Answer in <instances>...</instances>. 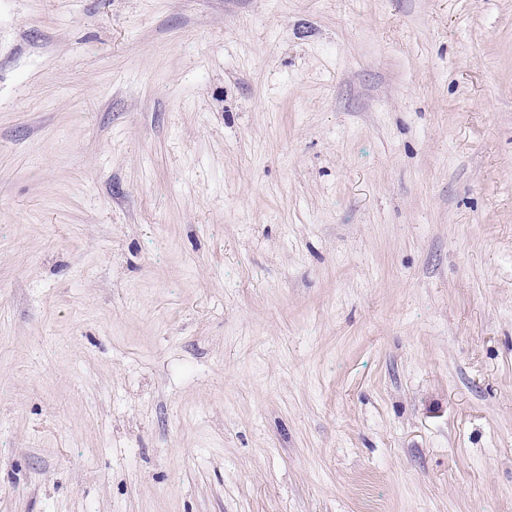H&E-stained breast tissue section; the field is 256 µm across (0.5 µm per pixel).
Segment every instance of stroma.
<instances>
[{
    "instance_id": "35a3bbf8",
    "label": "stroma",
    "mask_w": 512,
    "mask_h": 512,
    "mask_svg": "<svg viewBox=\"0 0 512 512\" xmlns=\"http://www.w3.org/2000/svg\"><path fill=\"white\" fill-rule=\"evenodd\" d=\"M0 512H512V0H0Z\"/></svg>"
}]
</instances>
